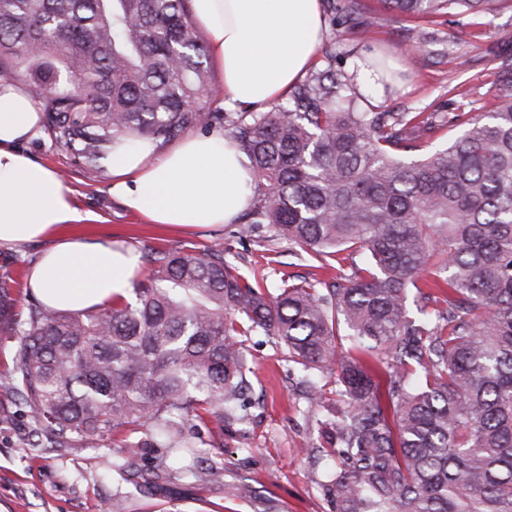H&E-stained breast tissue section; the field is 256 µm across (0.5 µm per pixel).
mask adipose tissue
<instances>
[{"label": "adipose tissue", "instance_id": "1", "mask_svg": "<svg viewBox=\"0 0 512 512\" xmlns=\"http://www.w3.org/2000/svg\"><path fill=\"white\" fill-rule=\"evenodd\" d=\"M208 36L210 61L237 108L282 99L312 66L325 25L321 0H192ZM41 107L22 87L0 79V247L48 240L27 281L49 309L78 311L128 298L139 273L137 251L82 231L93 221L51 168L33 161L23 141L40 134ZM108 191L154 224L204 227L231 223L255 182L223 134L187 133L164 150L151 142L115 147Z\"/></svg>", "mask_w": 512, "mask_h": 512}]
</instances>
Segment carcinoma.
Masks as SVG:
<instances>
[{
  "label": "carcinoma",
  "instance_id": "1",
  "mask_svg": "<svg viewBox=\"0 0 512 512\" xmlns=\"http://www.w3.org/2000/svg\"><path fill=\"white\" fill-rule=\"evenodd\" d=\"M490 2L384 0L417 17ZM326 3L333 22L362 10L361 0ZM325 58L284 102L212 111L224 88L191 0H0V79L25 83L51 144L86 179L103 176L117 144L220 131L256 175L240 236L271 224L336 269L331 283L300 276L273 293L217 246L159 249L134 300L70 312L31 297L21 318L5 271L0 333L19 337L12 388L58 447L126 433L112 467L148 484L142 449L197 463L193 421L218 432L244 419L241 337L261 333L328 412L338 512H512V62L499 66L485 118H425L362 111L359 65ZM450 122L460 136L407 159ZM346 252L363 262L345 269ZM425 274L446 279L448 295ZM412 292L434 303L428 319L411 316Z\"/></svg>",
  "mask_w": 512,
  "mask_h": 512
}]
</instances>
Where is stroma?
<instances>
[{"mask_svg": "<svg viewBox=\"0 0 512 512\" xmlns=\"http://www.w3.org/2000/svg\"><path fill=\"white\" fill-rule=\"evenodd\" d=\"M363 14L364 25L327 26L321 45L335 47L336 63L345 68L349 50L374 48L392 59L390 88L367 94L364 111L477 116L494 109L501 88L497 65L512 59V0H497L486 15L430 19L397 17L379 0H365ZM22 150L63 175L80 209L98 215V222L85 227L90 238L124 241L143 255L159 247L202 251L217 244L244 275L264 274L274 288L288 276H332L328 270H310L307 253L271 225L242 238L234 223L188 230L149 224L109 196L110 177L86 180L48 139L24 142ZM16 346V337L0 334V512H107L118 492L127 497V512H261L266 499L275 500L280 512H336L326 486L328 466L315 454L328 441L324 412L310 408L297 368L268 337L258 334L244 342L252 367L247 419L224 428L223 470L205 462L187 472L173 463L169 476L144 493L102 468L103 459L121 455L111 439L50 446L8 384ZM240 481L256 487V500L228 496V486Z\"/></svg>", "mask_w": 512, "mask_h": 512, "instance_id": "35a3bbf8", "label": "stroma"}]
</instances>
